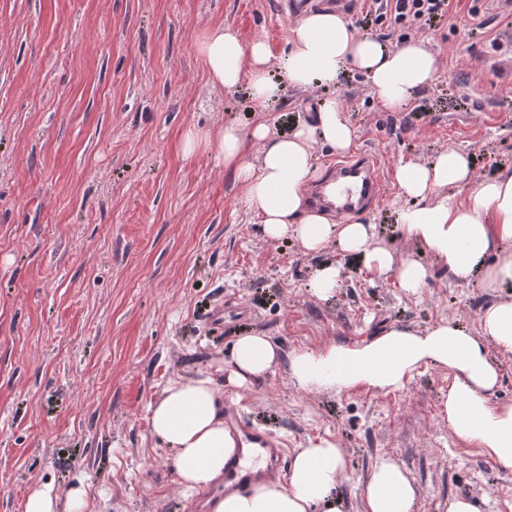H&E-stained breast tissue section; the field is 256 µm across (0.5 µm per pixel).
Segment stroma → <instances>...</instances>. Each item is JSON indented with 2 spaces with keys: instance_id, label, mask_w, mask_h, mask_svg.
I'll list each match as a JSON object with an SVG mask.
<instances>
[{
  "instance_id": "1",
  "label": "stroma",
  "mask_w": 512,
  "mask_h": 512,
  "mask_svg": "<svg viewBox=\"0 0 512 512\" xmlns=\"http://www.w3.org/2000/svg\"><path fill=\"white\" fill-rule=\"evenodd\" d=\"M280 2L0 0V512H23L42 484L83 487L92 512H189L149 407L171 380L203 374L289 451L335 441L343 512H362L387 456L412 479L416 512H447L455 496L512 512V470L460 443L441 413L448 369L421 366L393 391H303L285 359L248 386L227 379L245 334L285 356L448 319L478 331L494 294L401 235L395 173L450 147L470 155L475 180L512 169V0H460L435 29L387 14L371 24L387 48L420 41L438 62L396 109L352 69L263 106L247 84L212 85L201 39L224 25L280 59L294 23ZM327 98L356 131L353 155L383 165L382 196L352 218L373 222L397 260L429 269L419 294L335 245L306 255L269 240L212 152L180 148L190 128L267 120L289 133ZM331 262L342 281L322 301L308 285ZM217 306L224 320L209 322Z\"/></svg>"
}]
</instances>
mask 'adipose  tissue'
I'll use <instances>...</instances> for the list:
<instances>
[{
	"label": "adipose tissue",
	"mask_w": 512,
	"mask_h": 512,
	"mask_svg": "<svg viewBox=\"0 0 512 512\" xmlns=\"http://www.w3.org/2000/svg\"><path fill=\"white\" fill-rule=\"evenodd\" d=\"M212 84L231 90L247 83L257 104L276 93L268 76L270 54L264 42L242 41L230 30L216 28L200 45ZM360 71L378 101L388 109L402 106L435 75L436 58L410 43L390 50L379 41L355 35L334 9L301 15L290 29L289 48L279 67L288 86L309 88L335 84L345 67ZM259 147V160L244 158L246 141ZM356 133L341 105L324 101L312 122L278 135L265 123L249 136L227 125L213 131L187 130L181 149L190 155L211 150L232 171L240 202L256 213L270 240L294 238L301 251L316 254L329 243L360 259L378 277L395 276L405 293L417 294L426 284V267L418 261L395 263L392 251L379 243L375 226L351 221L331 222L312 210L306 189L316 178L314 153L324 144L339 154L350 152ZM396 182L409 204L399 212L403 235L423 245L449 274L465 279L479 275L483 287L512 288V172L477 181L468 154L448 148L433 162L399 163ZM473 187L469 200H459L453 188ZM494 262H487L488 254ZM512 353V298L487 305L478 332L444 320L417 332L390 328L358 347L300 348L289 357L292 381L301 389L340 392L357 387L396 390L421 365L448 368L453 380L442 403V414L455 438L483 449L497 463L512 469V405L490 400L499 373L489 348ZM279 362L268 337H240L231 352L230 378L237 384L265 375ZM223 396L212 377L170 382L151 405L150 426L176 452L179 481L195 494L214 487L233 453L220 412ZM344 456L341 448L321 438L297 449L286 482L273 481L246 495L218 498L211 512H342L334 491ZM417 490L407 472L388 457L379 459L363 492V512H412ZM83 489L59 496L48 484L33 488L24 512H85Z\"/></svg>",
	"instance_id": "ef3b65f1"
}]
</instances>
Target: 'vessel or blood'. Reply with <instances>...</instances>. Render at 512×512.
I'll return each instance as SVG.
<instances>
[{
  "instance_id": "b4317fda",
  "label": "vessel or blood",
  "mask_w": 512,
  "mask_h": 512,
  "mask_svg": "<svg viewBox=\"0 0 512 512\" xmlns=\"http://www.w3.org/2000/svg\"><path fill=\"white\" fill-rule=\"evenodd\" d=\"M382 187V168L369 157L339 162L328 179L313 185L311 200L336 215L352 213L375 201ZM224 427L235 451L224 464V476L212 495L248 493L252 487L279 477L285 467L286 450L280 438L246 422L234 403L224 405Z\"/></svg>"
}]
</instances>
